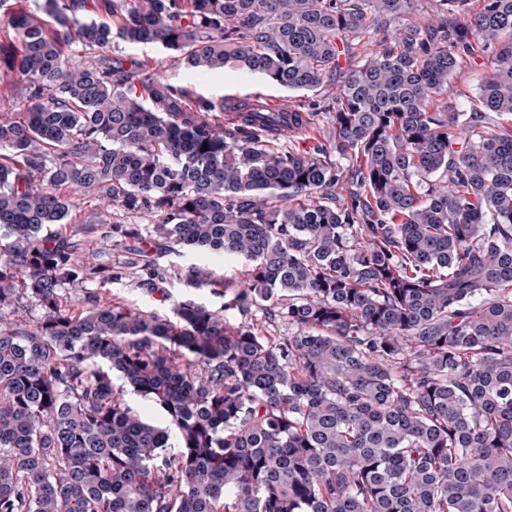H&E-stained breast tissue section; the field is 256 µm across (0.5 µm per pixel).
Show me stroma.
Returning a JSON list of instances; mask_svg holds the SVG:
<instances>
[{
    "label": "stroma",
    "instance_id": "1",
    "mask_svg": "<svg viewBox=\"0 0 512 512\" xmlns=\"http://www.w3.org/2000/svg\"><path fill=\"white\" fill-rule=\"evenodd\" d=\"M112 53L118 57L137 58L148 67L161 70L170 81L191 88L197 95L214 102L229 94L243 97L260 91L304 112L310 120L308 133L296 138L263 137V144L272 151L313 154L326 143L337 85H325L312 91L288 92L257 76L234 69L200 74L179 65L159 47L128 44L118 39L112 42ZM493 65V53L486 52L475 62L462 67L448 83L449 98L460 109H469L483 78ZM132 224L137 225L142 234L147 235L152 231L151 221L146 216L107 210L92 196L74 194L73 209L62 228L63 236L78 241L84 251L97 252L100 262L106 267H124L128 273L119 281L98 277L68 285L64 289L68 299L79 302L86 295L95 294L105 300L124 302L135 309L166 314L170 311L173 298L189 296L218 311L224 307L223 297L208 288L186 287L181 278L182 272L197 264L208 267L231 285L245 277L246 267L240 261L202 253H176L162 246L153 253L152 259L164 282L161 289L146 288L139 275L132 271L136 256L131 255L122 244L120 231Z\"/></svg>",
    "mask_w": 512,
    "mask_h": 512
}]
</instances>
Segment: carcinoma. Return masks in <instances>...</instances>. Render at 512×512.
I'll list each match as a JSON object with an SVG mask.
<instances>
[{
	"instance_id": "obj_1",
	"label": "carcinoma",
	"mask_w": 512,
	"mask_h": 512,
	"mask_svg": "<svg viewBox=\"0 0 512 512\" xmlns=\"http://www.w3.org/2000/svg\"><path fill=\"white\" fill-rule=\"evenodd\" d=\"M433 2L0 0L25 102L0 113V512H512V0ZM115 35L290 92L345 59L336 159L226 133L224 100L112 57ZM75 43L99 55L76 67ZM485 50L461 110L448 81ZM76 192L153 217L175 252L245 262L224 310L296 331L193 298L68 300L126 276L62 236ZM113 382L117 389L122 388L126 393V398L130 404L139 410L150 422L159 423L163 421L162 412L155 407L146 398L135 394L130 388L124 383V381L117 374H113Z\"/></svg>"
}]
</instances>
